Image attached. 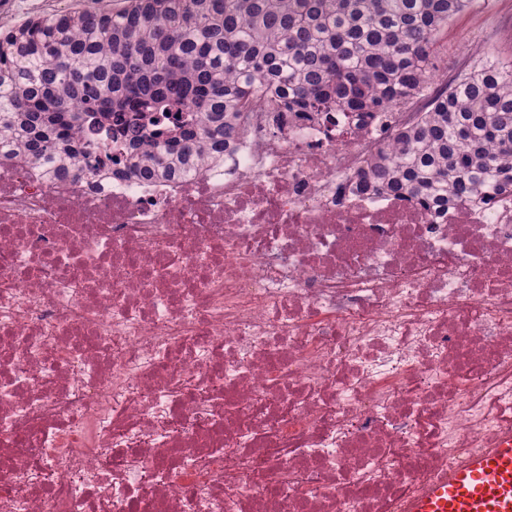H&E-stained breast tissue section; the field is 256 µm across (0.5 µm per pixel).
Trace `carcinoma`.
<instances>
[{"label": "carcinoma", "mask_w": 512, "mask_h": 512, "mask_svg": "<svg viewBox=\"0 0 512 512\" xmlns=\"http://www.w3.org/2000/svg\"><path fill=\"white\" fill-rule=\"evenodd\" d=\"M472 2L122 0L36 15L0 32V157L48 180L109 163L146 181L203 174L264 103L371 128L361 190L484 203L512 191V63L487 55L431 81L441 34Z\"/></svg>", "instance_id": "cac0c4a2"}]
</instances>
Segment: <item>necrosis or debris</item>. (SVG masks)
Masks as SVG:
<instances>
[{"instance_id":"1","label":"necrosis or debris","mask_w":512,"mask_h":512,"mask_svg":"<svg viewBox=\"0 0 512 512\" xmlns=\"http://www.w3.org/2000/svg\"><path fill=\"white\" fill-rule=\"evenodd\" d=\"M373 151L259 109L174 181L0 158V512H404L512 434V195L346 191Z\"/></svg>"}]
</instances>
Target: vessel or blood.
<instances>
[{
	"mask_svg": "<svg viewBox=\"0 0 512 512\" xmlns=\"http://www.w3.org/2000/svg\"><path fill=\"white\" fill-rule=\"evenodd\" d=\"M406 512H512V436L410 499Z\"/></svg>",
	"mask_w": 512,
	"mask_h": 512,
	"instance_id": "vessel-or-blood-1",
	"label": "vessel or blood"
}]
</instances>
